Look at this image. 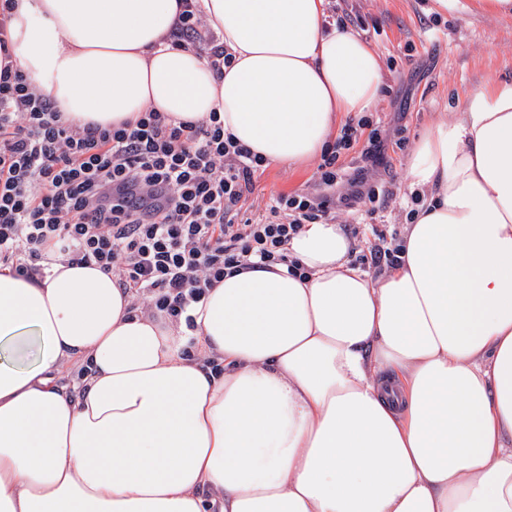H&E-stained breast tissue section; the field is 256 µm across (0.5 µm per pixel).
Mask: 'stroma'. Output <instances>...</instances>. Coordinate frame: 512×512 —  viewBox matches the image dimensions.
<instances>
[{"mask_svg":"<svg viewBox=\"0 0 512 512\" xmlns=\"http://www.w3.org/2000/svg\"><path fill=\"white\" fill-rule=\"evenodd\" d=\"M329 20L344 19L379 54L386 87L371 127L402 130L401 144L387 142V166L374 180L390 197L375 209L361 202L340 210L336 221L356 227L352 254H366L374 230L404 231L413 207L407 178L409 154L427 127L459 111L465 97L492 82L512 81V15L476 10L465 15L440 10L437 0H328ZM316 163L268 166L255 179L245 207L262 214L279 193L316 195Z\"/></svg>","mask_w":512,"mask_h":512,"instance_id":"35a3bbf8","label":"stroma"}]
</instances>
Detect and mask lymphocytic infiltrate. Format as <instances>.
Wrapping results in <instances>:
<instances>
[{
	"label": "lymphocytic infiltrate",
	"mask_w": 512,
	"mask_h": 512,
	"mask_svg": "<svg viewBox=\"0 0 512 512\" xmlns=\"http://www.w3.org/2000/svg\"><path fill=\"white\" fill-rule=\"evenodd\" d=\"M173 46L208 51L230 64L201 13L183 10ZM365 120L342 128L317 167L325 195L271 197L262 217L244 216L265 160L226 133L217 113L178 121L145 108L136 121L78 127L11 64L0 66V266L42 275L49 254L95 264L129 291L134 306L178 320L224 277L248 268L300 264L288 243L304 225L329 220L333 206L379 202L371 178L386 163L378 131ZM361 143V164L339 197L341 150Z\"/></svg>",
	"instance_id": "obj_1"
}]
</instances>
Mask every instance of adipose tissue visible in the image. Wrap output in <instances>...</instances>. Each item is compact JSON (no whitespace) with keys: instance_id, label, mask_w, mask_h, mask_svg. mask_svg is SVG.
I'll return each mask as SVG.
<instances>
[{"instance_id":"1","label":"adipose tissue","mask_w":512,"mask_h":512,"mask_svg":"<svg viewBox=\"0 0 512 512\" xmlns=\"http://www.w3.org/2000/svg\"><path fill=\"white\" fill-rule=\"evenodd\" d=\"M13 3L14 67L77 125L215 111L299 165L385 85L326 0H189L220 77L169 44L177 0ZM408 176L397 266L370 278L341 225L308 224L303 277H225L192 331L94 266L0 268V512H512V82L431 124Z\"/></svg>"}]
</instances>
